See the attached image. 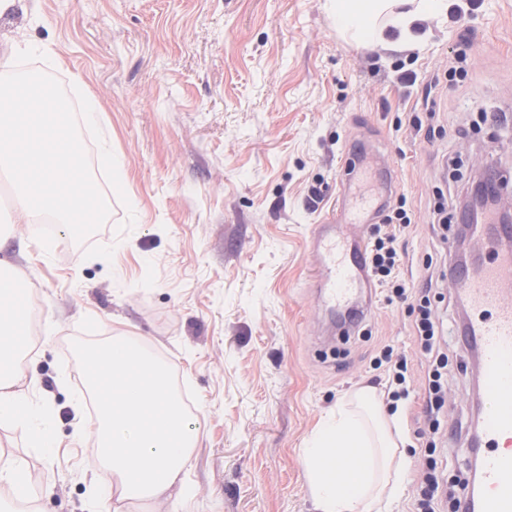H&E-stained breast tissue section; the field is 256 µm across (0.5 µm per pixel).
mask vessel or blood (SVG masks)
<instances>
[{
    "mask_svg": "<svg viewBox=\"0 0 512 512\" xmlns=\"http://www.w3.org/2000/svg\"><path fill=\"white\" fill-rule=\"evenodd\" d=\"M510 238L512 224H486L474 246L489 253V260L478 273L461 267L450 273L474 313L462 341L478 353L487 397L477 429L479 488L466 490L464 512H512V451L499 448L501 438L512 436V252L499 246ZM310 247L320 260L314 279L318 299L344 319L370 282L366 241L348 232L345 214L331 213L315 225Z\"/></svg>",
    "mask_w": 512,
    "mask_h": 512,
    "instance_id": "vessel-or-blood-1",
    "label": "vessel or blood"
}]
</instances>
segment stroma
Here are the masks:
<instances>
[{"label": "stroma", "instance_id": "35a3bbf8", "mask_svg": "<svg viewBox=\"0 0 512 512\" xmlns=\"http://www.w3.org/2000/svg\"><path fill=\"white\" fill-rule=\"evenodd\" d=\"M422 33L411 49L355 48L325 0H16L0 16V58L28 43L43 54L29 70L98 102L128 197L94 171L113 226L79 243L16 223L0 185V261L27 281L20 299L35 316L23 369L53 409L55 441L48 458L26 429L0 423V453L28 471L39 512H94L98 419L73 409L86 393L78 351L115 336L164 362L193 406L200 431L178 512H315L306 440L338 399L385 391L373 367L383 346L414 364L420 354L410 304L380 294L368 337L330 335L312 225L342 203L371 235L376 171L392 158L389 197L415 213L400 274L418 284L427 264L454 262L441 241L453 228L432 230L437 196L462 199L475 174L512 170V0H466ZM455 56L465 75L452 86ZM398 66L414 85L395 81ZM352 145L368 166L345 192L337 175ZM440 313L452 488L469 476L475 387L453 335L460 308Z\"/></svg>", "mask_w": 512, "mask_h": 512}]
</instances>
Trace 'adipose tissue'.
<instances>
[{
	"mask_svg": "<svg viewBox=\"0 0 512 512\" xmlns=\"http://www.w3.org/2000/svg\"><path fill=\"white\" fill-rule=\"evenodd\" d=\"M450 0H326L337 29L356 47L417 46L424 21L447 15ZM23 287L13 268L0 265V423L25 428L30 446L53 445L50 411L17 390L23 343L33 315L12 302ZM95 371L86 390L97 397L98 452L91 468L104 493H116L114 512L128 503H168L181 483L198 430L192 427L165 367L122 337L81 349ZM375 387L365 386L337 403L305 451L315 512H391L400 494L408 457Z\"/></svg>",
	"mask_w": 512,
	"mask_h": 512,
	"instance_id": "1",
	"label": "adipose tissue"
}]
</instances>
